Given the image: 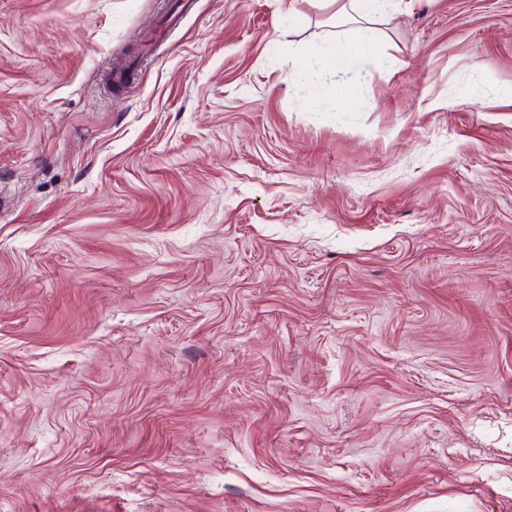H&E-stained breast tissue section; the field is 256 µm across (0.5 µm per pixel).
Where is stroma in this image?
Instances as JSON below:
<instances>
[{
	"label": "stroma",
	"mask_w": 512,
	"mask_h": 512,
	"mask_svg": "<svg viewBox=\"0 0 512 512\" xmlns=\"http://www.w3.org/2000/svg\"><path fill=\"white\" fill-rule=\"evenodd\" d=\"M170 3L0 0V512H512V0ZM193 8L192 0H175L165 16H163L154 30L159 32V35L152 41L154 43L153 49L156 44L162 39L165 31L178 25L183 17ZM152 49V51H153ZM151 51V52H152ZM376 0H325L331 8V17L338 23L349 25L343 49L356 52L377 51L378 45L368 36L367 28L361 26L372 11Z\"/></svg>",
	"instance_id": "stroma-1"
}]
</instances>
